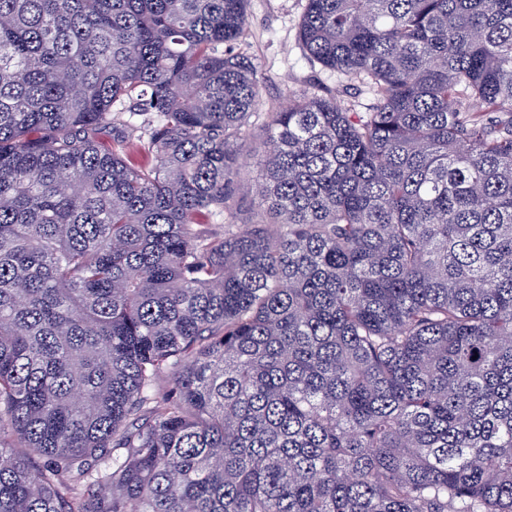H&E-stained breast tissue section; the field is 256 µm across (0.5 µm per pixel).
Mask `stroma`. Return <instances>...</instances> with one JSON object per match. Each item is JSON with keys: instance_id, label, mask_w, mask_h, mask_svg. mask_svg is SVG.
I'll return each instance as SVG.
<instances>
[{"instance_id": "35a3bbf8", "label": "stroma", "mask_w": 512, "mask_h": 512, "mask_svg": "<svg viewBox=\"0 0 512 512\" xmlns=\"http://www.w3.org/2000/svg\"><path fill=\"white\" fill-rule=\"evenodd\" d=\"M306 0H247L248 28L236 49L255 63L261 83L259 111L285 108L302 92L348 96L336 73L305 56L299 39V24Z\"/></svg>"}]
</instances>
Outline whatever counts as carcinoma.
Wrapping results in <instances>:
<instances>
[{
	"label": "carcinoma",
	"instance_id": "carcinoma-1",
	"mask_svg": "<svg viewBox=\"0 0 512 512\" xmlns=\"http://www.w3.org/2000/svg\"><path fill=\"white\" fill-rule=\"evenodd\" d=\"M246 2L0 0V512H512V0ZM305 6V0H247L248 28L236 51L250 57L257 67L261 83L257 112L285 108L303 91L335 94L341 104L351 99L336 73L304 55L299 24ZM350 92L360 103L372 101L365 88Z\"/></svg>",
	"mask_w": 512,
	"mask_h": 512
}]
</instances>
